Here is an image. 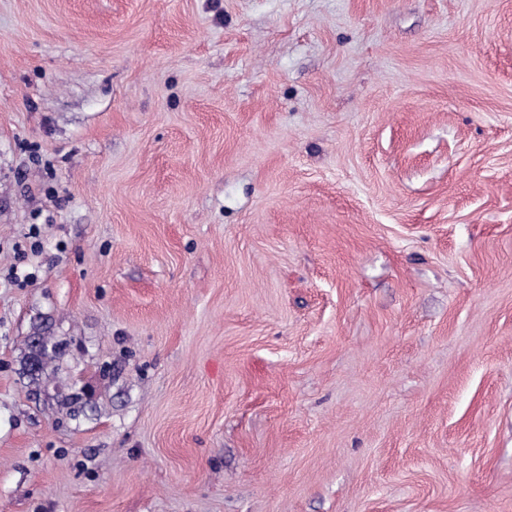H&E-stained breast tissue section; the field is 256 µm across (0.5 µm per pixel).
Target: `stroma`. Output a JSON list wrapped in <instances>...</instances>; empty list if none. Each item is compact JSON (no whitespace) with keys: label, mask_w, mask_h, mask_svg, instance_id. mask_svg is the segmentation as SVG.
Listing matches in <instances>:
<instances>
[{"label":"stroma","mask_w":512,"mask_h":512,"mask_svg":"<svg viewBox=\"0 0 512 512\" xmlns=\"http://www.w3.org/2000/svg\"><path fill=\"white\" fill-rule=\"evenodd\" d=\"M0 512H512V0H0ZM40 333V331H38ZM42 335V333H40ZM38 349L36 351L33 350V345H29V352L26 356L25 360V366L27 365L29 359H30V353L35 352L34 358L37 361L38 367L36 370L32 371L30 370L31 375L39 376L40 374L44 373L46 366L48 364L49 359H51L54 355L57 354V345H53L50 342V339L48 336H38Z\"/></svg>","instance_id":"obj_1"}]
</instances>
